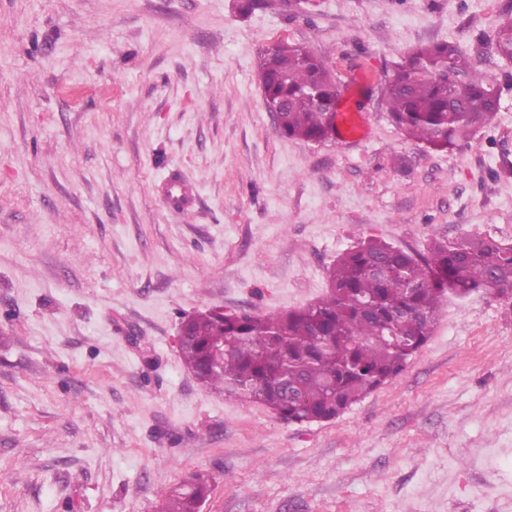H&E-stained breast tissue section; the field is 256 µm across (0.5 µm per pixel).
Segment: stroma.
<instances>
[{"mask_svg": "<svg viewBox=\"0 0 512 512\" xmlns=\"http://www.w3.org/2000/svg\"><path fill=\"white\" fill-rule=\"evenodd\" d=\"M0 0V512H512V299L445 302L396 377L291 423L202 385L182 320L267 314L327 291L368 237L512 243V0ZM303 45L367 136L275 130L265 52ZM457 43L501 90L495 120L435 151L382 87ZM197 205L167 208L170 173ZM207 492L206 481L200 476H195L171 491L160 512H199Z\"/></svg>", "mask_w": 512, "mask_h": 512, "instance_id": "stroma-1", "label": "stroma"}]
</instances>
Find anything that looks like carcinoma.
Instances as JSON below:
<instances>
[{"instance_id":"1","label":"carcinoma","mask_w":512,"mask_h":512,"mask_svg":"<svg viewBox=\"0 0 512 512\" xmlns=\"http://www.w3.org/2000/svg\"><path fill=\"white\" fill-rule=\"evenodd\" d=\"M492 48L512 58V25ZM260 82L268 98L311 94L323 105L288 107L279 134L318 142L335 96L325 62L300 45L267 51ZM393 124L410 140L444 151L491 122L500 102L494 73L477 69L455 42L413 49L383 88ZM480 293L512 299V243L465 236L432 240L419 256L368 238L340 254L328 292L301 309L254 315L220 308L182 323L180 355L205 386L260 403L282 419L332 420L398 375L426 343L445 297ZM208 485L195 476L173 489L160 512H199Z\"/></svg>"}]
</instances>
